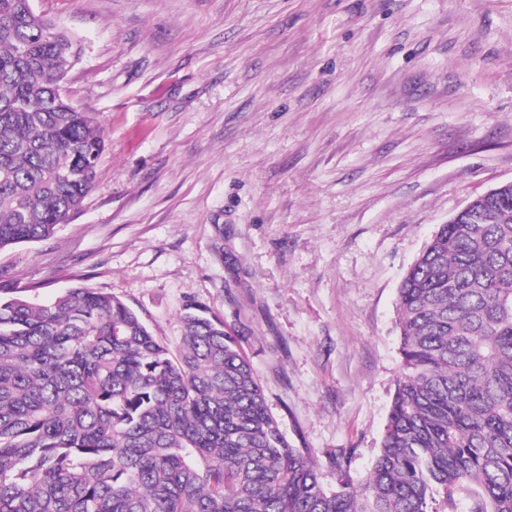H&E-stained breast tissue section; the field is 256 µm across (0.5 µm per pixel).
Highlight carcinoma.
Instances as JSON below:
<instances>
[{
    "instance_id": "1",
    "label": "carcinoma",
    "mask_w": 512,
    "mask_h": 512,
    "mask_svg": "<svg viewBox=\"0 0 512 512\" xmlns=\"http://www.w3.org/2000/svg\"><path fill=\"white\" fill-rule=\"evenodd\" d=\"M80 40L0 0V250L69 221L106 129L59 91ZM398 380L361 483L325 488L224 321L176 351L121 299L0 300V512H512V191L440 225L397 288Z\"/></svg>"
}]
</instances>
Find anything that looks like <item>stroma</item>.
Returning <instances> with one entry per match:
<instances>
[{
    "instance_id": "stroma-1",
    "label": "stroma",
    "mask_w": 512,
    "mask_h": 512,
    "mask_svg": "<svg viewBox=\"0 0 512 512\" xmlns=\"http://www.w3.org/2000/svg\"><path fill=\"white\" fill-rule=\"evenodd\" d=\"M33 6L81 40L63 89L107 148L68 223L0 250V297L94 288L172 346L205 306L321 483L361 480L402 374V276L512 181V0Z\"/></svg>"
}]
</instances>
